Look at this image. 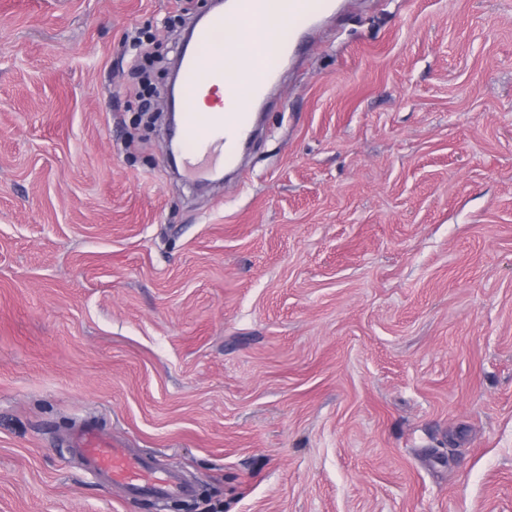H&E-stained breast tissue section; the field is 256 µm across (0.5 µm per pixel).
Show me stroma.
Returning <instances> with one entry per match:
<instances>
[{
  "instance_id": "obj_1",
  "label": "stroma",
  "mask_w": 512,
  "mask_h": 512,
  "mask_svg": "<svg viewBox=\"0 0 512 512\" xmlns=\"http://www.w3.org/2000/svg\"><path fill=\"white\" fill-rule=\"evenodd\" d=\"M207 0H0V512H512V0H340L244 178L142 122ZM72 444L90 470L108 483L121 484L131 496L162 501L189 493L171 473L159 472L145 457L103 438L93 426L78 429Z\"/></svg>"
}]
</instances>
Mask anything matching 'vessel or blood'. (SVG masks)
I'll return each mask as SVG.
<instances>
[{
  "mask_svg": "<svg viewBox=\"0 0 512 512\" xmlns=\"http://www.w3.org/2000/svg\"><path fill=\"white\" fill-rule=\"evenodd\" d=\"M304 23L279 10L278 0H232L237 27L224 23L223 13L211 15L195 33L193 50L181 71L180 91L184 100L201 96L209 85L223 82L224 71L218 56L225 49L246 63L244 76L250 77L255 98H262L276 71L263 66L265 53L285 59L295 51L303 34L313 30L318 18L335 10L334 0H307ZM263 29L264 43L246 38L245 29ZM233 129L238 137L252 131L247 112H186L181 117L180 141L184 165L193 172L207 171L217 164H231L234 152L224 148V132ZM72 444L88 468L106 482L124 486L129 495L156 501L185 495V488L171 473L159 472L146 458L101 436L90 425L78 429Z\"/></svg>",
  "mask_w": 512,
  "mask_h": 512,
  "instance_id": "1",
  "label": "vessel or blood"
}]
</instances>
